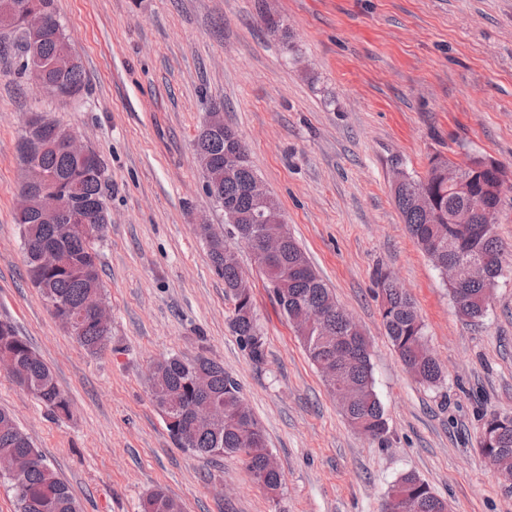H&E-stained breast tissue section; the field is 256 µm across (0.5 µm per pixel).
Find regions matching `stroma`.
<instances>
[{"label": "stroma", "instance_id": "obj_1", "mask_svg": "<svg viewBox=\"0 0 512 512\" xmlns=\"http://www.w3.org/2000/svg\"><path fill=\"white\" fill-rule=\"evenodd\" d=\"M86 88L50 97L0 55V320L52 369L71 414L49 409L0 371L11 411L83 512H140L161 486L184 512H381L413 473L449 512H512V490L479 448L485 418L512 412V255L474 323L395 205L393 169L423 177L442 154L496 160L512 178V0H56ZM288 27L293 51L264 14ZM249 147L335 300L370 344L386 432L348 424L246 248L224 243L248 274L266 340L253 364L229 327L233 301L195 226L223 230L192 141L209 109ZM72 129L107 168L112 214L100 246L106 349L89 354L29 281L15 220L17 143L28 114ZM406 288L432 353L436 386L404 367L386 335L376 269ZM223 361L284 475L278 497L243 458L178 448L151 403L154 359Z\"/></svg>", "mask_w": 512, "mask_h": 512}]
</instances>
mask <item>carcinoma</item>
<instances>
[{"label":"carcinoma","mask_w":512,"mask_h":512,"mask_svg":"<svg viewBox=\"0 0 512 512\" xmlns=\"http://www.w3.org/2000/svg\"><path fill=\"white\" fill-rule=\"evenodd\" d=\"M28 3L37 8H49V25L37 44L39 56L53 59L66 34L57 16L55 0H0V30L13 37L19 57H24L30 37L16 20L12 6ZM42 82L52 86L56 95L76 97L85 89L86 76L80 59L66 70L51 69L42 74ZM67 132L57 122L42 118V124L32 127L31 150L19 154L23 171L20 190L50 181L48 188L57 191L60 216L53 222L34 213L19 211L22 250L26 271L31 283L39 289L52 314L59 322L84 306L88 296L104 299L99 254L95 243L104 239L110 214L105 198V167L96 152L84 157L63 153L54 143ZM195 149L214 156V165L203 176L207 195L224 208V220L238 214L242 223L232 224L234 231L250 229L260 233L276 214L265 221L249 224L246 216L251 202L246 193L255 176L250 159L231 175L224 174L226 157L238 151H248L245 141L229 127L217 133L203 134L195 139ZM448 159L435 154L429 159L427 175L414 179L403 175V181L393 185L395 204L410 234L440 273L448 264L462 268L463 281L449 285L457 314L468 322L482 318L484 295L494 286L502 271L504 247L494 230L470 237L467 225L450 224L448 217L471 205L480 208V223L496 211L501 202L505 180L486 175L471 185L469 192L448 190L444 167ZM84 215L96 228L90 238L81 239L69 232L79 215ZM59 248L66 257L65 266L48 269L40 263L45 248ZM215 272L224 279V292L233 301L230 324L238 343L249 360L261 365L266 358V342L254 311L252 291L246 273L238 266L224 264V243L208 245ZM274 299L295 327L308 356L316 368L331 364L341 369L352 389L342 411L353 429L382 437L386 431L384 409L375 391L369 345L359 326L350 325L339 313L329 315L322 325L304 332L301 320L334 301L327 285L313 269L306 253L291 237L287 238L280 258L262 269ZM377 295L381 296V317L387 336L405 367L421 382L435 385L443 377L438 360L425 352L424 324L405 288L388 272L375 274ZM110 332L92 321L86 322L74 340L92 355L103 351ZM9 360L17 367V383L47 406L53 413L68 415L70 403L58 387L50 368L32 349L27 339L18 335L14 326L0 321V360ZM200 370L209 377L208 391L197 390L192 382L193 372ZM149 393L161 415L190 417L193 409L210 398L224 408L220 420H196L185 432L173 424L167 429L177 447L212 457L239 454L255 482L271 496L283 485L281 471L270 466L271 452L266 446L263 430L253 414L241 413L245 400L237 381L224 371V365L214 358L200 354L194 358L172 355L165 358L149 378ZM489 431L495 440L482 447L486 456L512 457V426L490 423ZM14 458L20 466L24 491L14 494L17 512H81L78 501L69 487L56 477L34 447L30 438L16 424L13 416L0 409V457ZM391 494L407 501L413 512H447V503L435 495L428 484L413 473L399 477ZM141 512H183L182 504L166 490L158 487L141 502Z\"/></svg>","instance_id":"obj_1"}]
</instances>
